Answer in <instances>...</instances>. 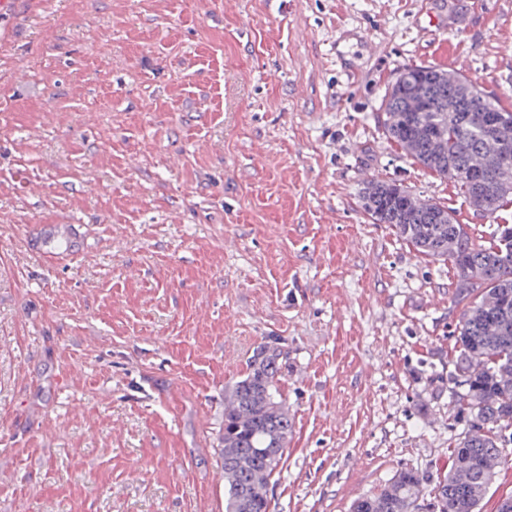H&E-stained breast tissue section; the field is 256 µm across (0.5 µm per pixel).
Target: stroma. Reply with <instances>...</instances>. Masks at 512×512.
Returning a JSON list of instances; mask_svg holds the SVG:
<instances>
[{
	"label": "stroma",
	"instance_id": "35a3bbf8",
	"mask_svg": "<svg viewBox=\"0 0 512 512\" xmlns=\"http://www.w3.org/2000/svg\"><path fill=\"white\" fill-rule=\"evenodd\" d=\"M0 28V512H224V391L268 337L273 512H350L403 469L432 501L465 306L358 195L512 224L378 122L399 69L452 53L512 107V0H15Z\"/></svg>",
	"mask_w": 512,
	"mask_h": 512
}]
</instances>
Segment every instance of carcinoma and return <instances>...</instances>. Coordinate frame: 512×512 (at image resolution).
I'll return each instance as SVG.
<instances>
[{
	"instance_id": "carcinoma-1",
	"label": "carcinoma",
	"mask_w": 512,
	"mask_h": 512,
	"mask_svg": "<svg viewBox=\"0 0 512 512\" xmlns=\"http://www.w3.org/2000/svg\"><path fill=\"white\" fill-rule=\"evenodd\" d=\"M381 124L388 141L415 162L457 185L477 211L492 214L512 203V177L484 137L492 112L512 122V109L461 73L434 65L400 69L383 97ZM359 204L374 224H389L419 252L449 262L456 295L467 309L454 330L457 344L454 417L465 432L451 452L447 475L436 485L433 512H476L506 463L512 437V225L499 224L494 238L478 243L449 208L421 200L394 181H371ZM50 249L75 247L48 233ZM287 352L262 341L246 373L224 392L219 437L226 512H270L269 483L280 466L292 421L280 394ZM427 477L404 469L351 512H417Z\"/></svg>"
}]
</instances>
